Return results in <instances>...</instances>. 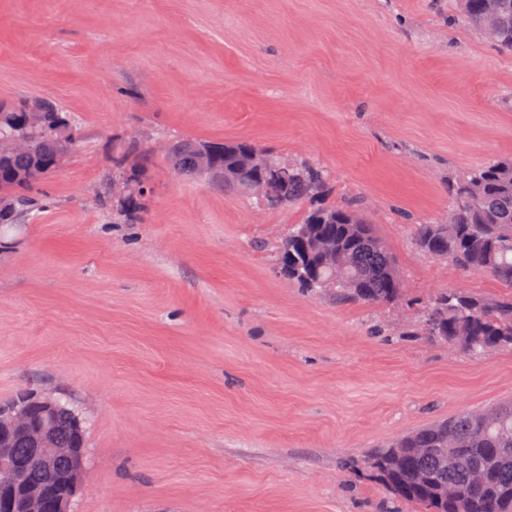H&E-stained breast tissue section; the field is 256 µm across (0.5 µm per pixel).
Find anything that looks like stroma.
<instances>
[{
	"mask_svg": "<svg viewBox=\"0 0 512 512\" xmlns=\"http://www.w3.org/2000/svg\"><path fill=\"white\" fill-rule=\"evenodd\" d=\"M34 98L78 141L0 224V402L79 414L75 512H419L368 454L512 399V349L472 357L419 324L434 292L500 282L413 240L446 219L449 175L512 154V55L456 0H0V105ZM178 139L321 166L325 204L364 201L400 301L289 281L275 250L305 205L177 176ZM129 174L137 224L105 200Z\"/></svg>",
	"mask_w": 512,
	"mask_h": 512,
	"instance_id": "35a3bbf8",
	"label": "stroma"
}]
</instances>
